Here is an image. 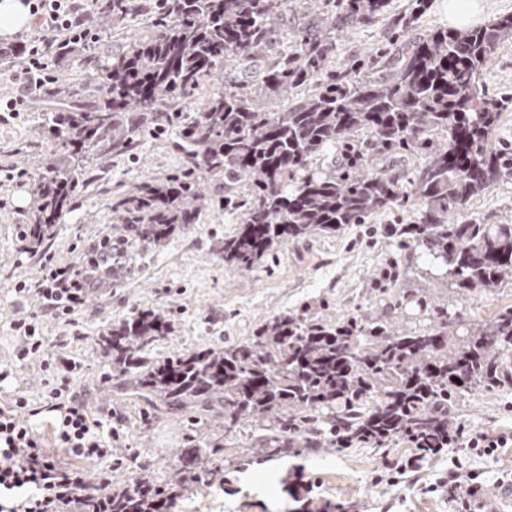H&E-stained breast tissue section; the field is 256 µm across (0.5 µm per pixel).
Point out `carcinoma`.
<instances>
[{
    "instance_id": "carcinoma-1",
    "label": "carcinoma",
    "mask_w": 512,
    "mask_h": 512,
    "mask_svg": "<svg viewBox=\"0 0 512 512\" xmlns=\"http://www.w3.org/2000/svg\"><path fill=\"white\" fill-rule=\"evenodd\" d=\"M391 0H324L313 28L276 50L290 0H111L93 19L110 25L146 15V34L107 55L105 76L90 99L70 105L55 86L59 111L44 121L56 145L34 171L25 228L37 248L80 193L88 156L99 143L131 147L123 125L133 112L146 126L177 122L184 169L164 181L140 177L112 201L133 237L164 244L179 224L198 220L201 176H224V211L241 217L224 239V262L251 271L288 243L337 235L390 208L419 202L412 224L384 231L439 272L434 290L455 298L512 284V224L453 217L512 173L508 153L491 146L512 95L489 98L479 76L499 43L512 39V15L472 30L429 32L388 55L386 72L360 79L353 63L336 69V21L369 24ZM266 57L258 86L224 78V67ZM314 93L280 108L303 86ZM194 99V109L184 102ZM348 157L315 169L329 148ZM425 154L416 179L375 164V156ZM403 275L384 269L377 292L394 293ZM417 302L418 323L396 326L392 306L330 316L307 306L259 324L253 335L222 348L183 352L152 362L143 348L167 327L165 315L138 310L98 337L127 388L167 404L224 407V437L240 419L265 431L271 448H389L415 453L447 448L459 428L464 389L512 390V307L470 325L446 298ZM181 494L146 478L112 487V512H151L160 497Z\"/></svg>"
}]
</instances>
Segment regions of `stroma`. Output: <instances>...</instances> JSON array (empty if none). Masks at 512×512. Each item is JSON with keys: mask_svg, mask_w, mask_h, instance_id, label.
<instances>
[{"mask_svg": "<svg viewBox=\"0 0 512 512\" xmlns=\"http://www.w3.org/2000/svg\"><path fill=\"white\" fill-rule=\"evenodd\" d=\"M424 2L415 12L416 2ZM448 0H392L387 13L370 24H353L336 32V64L369 58L387 45L394 28L405 25L410 35L448 26ZM480 84L491 97L512 94V40L495 49ZM42 92L31 98V110L20 118L0 113V405L25 398L30 422L46 452L91 477L108 473L115 482L147 478L166 485L180 483L181 512H460L449 500L441 480L453 469L478 474L481 487L462 485L461 498L486 502L497 512H512V500L501 497V478L512 475V391L460 396L457 413L463 436L457 446L425 461L418 472L393 476L388 462L409 455L407 444L389 448H347L337 452L313 448L293 455L265 454L251 448V424L233 427L238 448L224 445V419L203 414L192 422L186 409L152 408L124 395L125 376L112 369V357L100 348L98 336L129 319L135 310H156L168 317L170 330L147 345L152 361L198 348H221L252 336L263 320L303 303L324 302L331 315L378 302L376 287L386 262L406 264L401 288L422 295L429 282L405 248L392 238L373 235L381 228L413 221L414 205L374 215L336 237L314 236L287 245L281 254L263 260L254 271L240 273L224 262V238L240 225L224 211V181L205 178L207 201L199 220L178 225L165 245L131 240L120 248L121 265L112 286L87 300L77 316L58 318L37 302L16 293L21 280L34 276L44 256L58 265L76 261L81 248L98 241L112 224V200L140 175L165 179L181 168L184 158L175 147V131L167 128L136 138L132 147L98 149L85 189L73 209L55 226L53 237L40 247L21 251L19 235L26 222L31 184L6 180L12 167L36 169L53 143L40 125L49 109ZM488 224L512 222V175L475 197L466 211ZM512 306V284L458 302L464 320L480 323ZM36 324L46 338L38 357H17L20 318ZM68 378L70 398L78 400L112 431V455L85 458L60 447L55 413L49 409L57 376ZM505 438L492 456L476 453L471 437ZM219 446L226 459L223 471L205 474L195 454L201 438Z\"/></svg>", "mask_w": 512, "mask_h": 512, "instance_id": "1", "label": "stroma"}]
</instances>
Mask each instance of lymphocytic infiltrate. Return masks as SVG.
Listing matches in <instances>:
<instances>
[{
	"mask_svg": "<svg viewBox=\"0 0 512 512\" xmlns=\"http://www.w3.org/2000/svg\"><path fill=\"white\" fill-rule=\"evenodd\" d=\"M41 27L19 36L14 46L21 64L13 74L16 92L0 97V112H26L33 91L53 83V62L71 53L80 41L96 38L95 26L82 0H24ZM112 255L95 249L66 266L44 261L38 276L18 282L16 291L42 302L45 310L70 317L84 306L87 291L96 285L99 269L111 267ZM66 384L51 391L60 417L56 438L78 456L106 458L112 444L103 423L83 405L65 400ZM27 403L16 399L0 407V512H110L112 493L103 481L89 482L86 473L48 456L25 418Z\"/></svg>",
	"mask_w": 512,
	"mask_h": 512,
	"instance_id": "1",
	"label": "lymphocytic infiltrate"
}]
</instances>
